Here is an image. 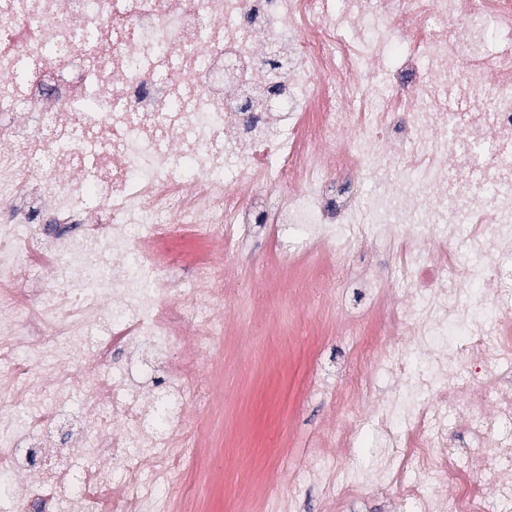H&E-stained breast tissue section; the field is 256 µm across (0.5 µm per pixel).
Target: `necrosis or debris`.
<instances>
[{"mask_svg": "<svg viewBox=\"0 0 512 512\" xmlns=\"http://www.w3.org/2000/svg\"><path fill=\"white\" fill-rule=\"evenodd\" d=\"M414 18L409 54L387 64L381 51L355 54L347 32ZM464 18L466 42L447 32ZM512 29V0H0V491L25 512H181L194 500V471L182 451L213 446L200 415L172 412L133 378L103 372L118 350L157 352L182 342L162 379L171 397L221 359L214 336L229 327L224 299L242 279L213 262L216 247L242 251L249 225L299 226L313 251L272 261L266 284L287 278L332 281L355 241L381 238L392 224H426L419 250L398 244L401 297L412 311L399 324L428 352L423 370L392 397L408 421L405 460L452 491L453 512H485L469 470L457 467L447 413L469 378L512 365V321L493 306L512 298L502 262L512 258V52L473 78L480 45ZM284 38L291 66L272 87L261 43ZM410 73L415 107L394 112V75ZM359 104L332 113L336 98ZM464 101L468 111L454 110ZM373 174L374 194L341 197L336 222L324 195L336 172ZM277 195L258 218L257 192ZM50 210L59 224L80 215L79 234L41 242L22 224ZM465 237V253L448 250ZM188 267L195 288L180 295L171 271ZM44 271L48 284L18 283ZM179 296L192 330L172 321ZM108 342L88 349L85 321ZM361 351L390 367L380 337L391 329L366 315ZM85 394L81 414L63 411ZM352 389L336 395L330 433L308 455L307 474L331 471V451L351 448ZM496 499H512V391L468 421ZM69 447L54 450L53 431ZM89 460L74 480L75 459ZM181 470L178 498L161 486Z\"/></svg>", "mask_w": 512, "mask_h": 512, "instance_id": "1", "label": "necrosis or debris"}]
</instances>
